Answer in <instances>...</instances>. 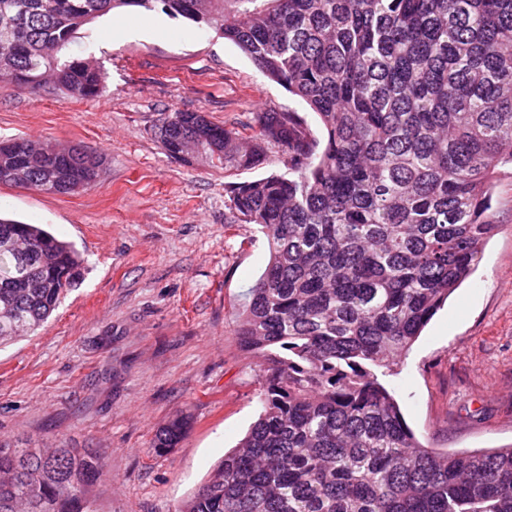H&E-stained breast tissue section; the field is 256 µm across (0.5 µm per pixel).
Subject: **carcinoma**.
<instances>
[{
    "label": "carcinoma",
    "mask_w": 512,
    "mask_h": 512,
    "mask_svg": "<svg viewBox=\"0 0 512 512\" xmlns=\"http://www.w3.org/2000/svg\"><path fill=\"white\" fill-rule=\"evenodd\" d=\"M161 9L235 44L316 116L259 112L246 138L168 112L173 159L288 172L232 183L228 207L269 260L236 336L260 363L261 411L179 512H512V446L423 445L388 377L477 265L512 169V0H0V81L101 95L106 73L66 53L109 13ZM80 144L0 145V185L90 188ZM82 275L75 248L0 216V344L36 332ZM173 418L154 438L173 448ZM89 448H0V512H94Z\"/></svg>",
    "instance_id": "cac0c4a2"
}]
</instances>
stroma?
I'll return each mask as SVG.
<instances>
[{
    "mask_svg": "<svg viewBox=\"0 0 512 512\" xmlns=\"http://www.w3.org/2000/svg\"><path fill=\"white\" fill-rule=\"evenodd\" d=\"M131 20L147 35L124 37L108 14L68 49L106 71L98 98L0 81V140L79 143L104 160L87 190L0 186V214L47 225L84 260L48 321L0 347V447L96 449V512H178L258 414L259 372L235 331L268 242L234 223L224 186L287 164L275 149L253 170L179 162L154 129L165 113L202 112L248 136L257 113L301 105L201 26L158 9ZM493 206L480 263L393 379L408 426L432 448L512 444V174L498 176ZM177 415L190 427L155 452Z\"/></svg>",
    "mask_w": 512,
    "mask_h": 512,
    "instance_id": "1",
    "label": "stroma"
}]
</instances>
